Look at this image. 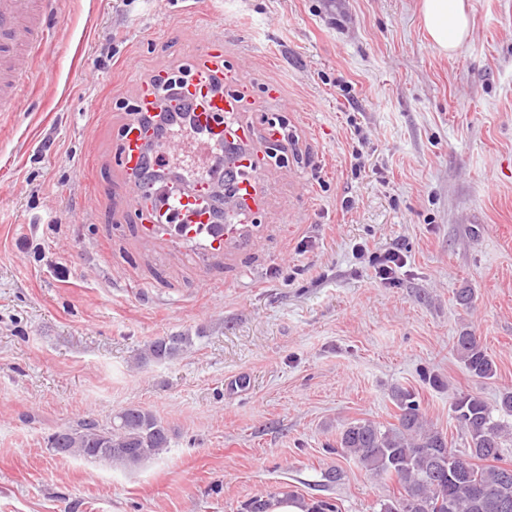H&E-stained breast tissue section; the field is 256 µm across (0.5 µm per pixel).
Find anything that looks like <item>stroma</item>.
I'll return each mask as SVG.
<instances>
[{"label":"stroma","mask_w":512,"mask_h":512,"mask_svg":"<svg viewBox=\"0 0 512 512\" xmlns=\"http://www.w3.org/2000/svg\"><path fill=\"white\" fill-rule=\"evenodd\" d=\"M472 4L448 57L418 0H49L40 82L0 112V512H244L277 488L379 512L386 486L336 446L394 423L396 387L464 446L455 396L512 389V0ZM211 36L291 138L246 245L164 262L119 193L116 102ZM391 249L389 285L370 258ZM466 327L496 379L465 371ZM163 336L191 343L146 359ZM130 406L169 427L158 458L49 450Z\"/></svg>","instance_id":"obj_1"}]
</instances>
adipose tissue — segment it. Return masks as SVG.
<instances>
[{"mask_svg": "<svg viewBox=\"0 0 512 512\" xmlns=\"http://www.w3.org/2000/svg\"><path fill=\"white\" fill-rule=\"evenodd\" d=\"M423 28L431 42L444 54H455L469 37V0H420Z\"/></svg>", "mask_w": 512, "mask_h": 512, "instance_id": "1", "label": "adipose tissue"}]
</instances>
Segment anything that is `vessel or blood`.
I'll list each match as a JSON object with an SVG mask.
<instances>
[{"label":"vessel or blood","instance_id":"b4317fda","mask_svg":"<svg viewBox=\"0 0 512 512\" xmlns=\"http://www.w3.org/2000/svg\"><path fill=\"white\" fill-rule=\"evenodd\" d=\"M44 8L45 0H0V109L17 105L34 79L29 59L43 34ZM222 45L219 37L203 42L189 63L191 80L185 92L198 103L191 115L194 125L225 145L224 166L235 175L224 201L223 223L213 221L211 204L217 189L203 180L179 179L172 205L158 207L139 180L149 142L143 124L127 122L113 144L124 175L122 192L137 219L135 229L165 257L191 254L203 262L225 248L242 245L249 222L264 207L266 153L246 119L254 107L252 90L225 62ZM169 73V68H160L156 82L142 85L136 104L139 111L158 110L160 83Z\"/></svg>","mask_w":512,"mask_h":512}]
</instances>
